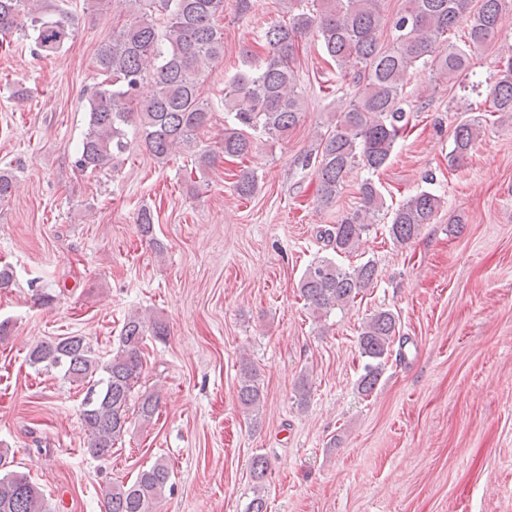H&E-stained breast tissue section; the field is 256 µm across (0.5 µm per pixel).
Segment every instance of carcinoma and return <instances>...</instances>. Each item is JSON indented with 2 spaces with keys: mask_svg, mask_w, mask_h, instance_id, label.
<instances>
[{
  "mask_svg": "<svg viewBox=\"0 0 512 512\" xmlns=\"http://www.w3.org/2000/svg\"><path fill=\"white\" fill-rule=\"evenodd\" d=\"M130 19L112 28V38L97 52L105 79L88 99V131L79 146L76 166L95 171L128 147V133L140 138L146 151L165 161L179 148L195 147L200 130L212 120L203 97L204 72L224 57V30L216 18L224 13V0H120ZM285 0L288 20L264 33L267 50L262 66L237 75L224 94V156L248 157L254 149L252 133L280 140L300 121L302 101L297 91L295 63L299 40L314 31L326 57L336 69L352 76L359 86L357 98L340 113L334 130L308 152L303 164L315 159L317 200L320 206L335 203L336 195L355 168L369 174L358 190L360 204L349 216L323 231L333 251L355 252L376 217L384 211L383 195L371 175L388 162L400 132L409 119L400 100L411 69L431 58L435 76L454 82L471 67L468 52L448 42V32L465 22L468 42L487 44L498 31L506 0H404L392 21V42L380 44L383 25L380 0ZM21 31L33 37L36 51L58 53L70 39L66 21L45 9V0H0V35ZM151 95H139L145 83ZM498 112H512V59L507 61L491 89ZM479 135V126L464 122L454 129L450 165L464 162ZM242 199L257 191L254 174L242 172L235 185ZM441 207L440 196L421 191L391 212L388 233L395 244H406L422 226L433 223ZM376 279V264L368 260L351 270L330 258L306 268L300 282L301 297L322 319L343 309ZM398 333L397 318L380 310L367 318L358 336L361 357L366 359L358 388L364 395L378 383L385 358ZM168 336L166 323L145 321L129 314L122 325L119 346L104 358L81 336L43 341L28 353L33 366L55 368L74 382H90L82 403L81 420L87 434L86 452L95 459L112 456V448L127 430L129 412L144 422L153 420L160 396L148 393L131 407V398L143 369L146 337ZM263 393L256 371L241 369L238 400L246 409H258ZM265 461L252 463L254 497L246 512H266L262 490ZM163 460L142 470L130 484L115 483L102 490L104 512H155L170 481ZM0 512H52L43 491L20 471L0 475Z\"/></svg>",
  "mask_w": 512,
  "mask_h": 512,
  "instance_id": "1",
  "label": "carcinoma"
}]
</instances>
